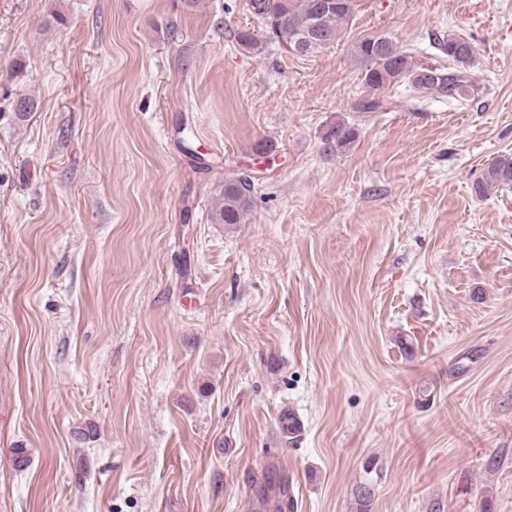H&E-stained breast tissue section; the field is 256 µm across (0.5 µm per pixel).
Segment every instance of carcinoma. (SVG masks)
<instances>
[{
	"label": "carcinoma",
	"mask_w": 512,
	"mask_h": 512,
	"mask_svg": "<svg viewBox=\"0 0 512 512\" xmlns=\"http://www.w3.org/2000/svg\"><path fill=\"white\" fill-rule=\"evenodd\" d=\"M355 0H249L248 9L264 24L265 40L277 44L286 52L295 50L297 43L308 37L314 54L336 42V38L352 21ZM440 52L451 63L449 67L423 65L412 61L408 52L384 34L362 38L356 45V54L364 65L363 83L378 93L395 84H404L419 96L439 95L451 99L462 98L470 84L469 68L473 65L475 48L459 35L450 34L438 41ZM12 111L25 117L38 108V102L19 94L11 102ZM356 138L354 130L336 125L325 137L328 151L339 152ZM512 189V154L495 158L484 169L482 178L473 190L483 196L491 189ZM254 185L248 177L224 180L221 205L216 212L220 224L245 223L252 203ZM268 489L278 493L276 512L292 508L288 498V479L271 483Z\"/></svg>",
	"instance_id": "carcinoma-1"
}]
</instances>
